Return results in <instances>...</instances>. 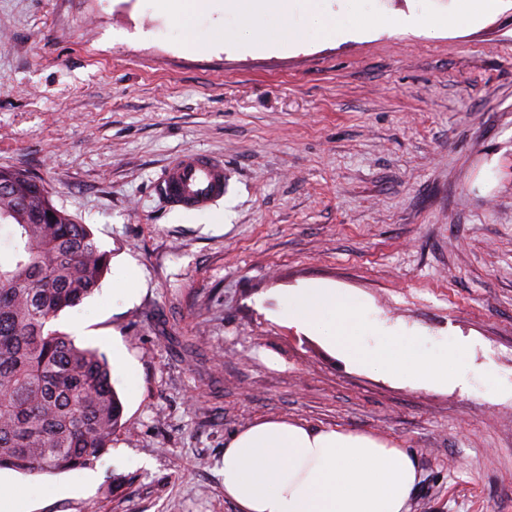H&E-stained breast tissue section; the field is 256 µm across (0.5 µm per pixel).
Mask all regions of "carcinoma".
Returning a JSON list of instances; mask_svg holds the SVG:
<instances>
[{
  "instance_id": "1",
  "label": "carcinoma",
  "mask_w": 512,
  "mask_h": 512,
  "mask_svg": "<svg viewBox=\"0 0 512 512\" xmlns=\"http://www.w3.org/2000/svg\"><path fill=\"white\" fill-rule=\"evenodd\" d=\"M2 184L11 254L0 259V470L88 468L112 447L123 404L106 356L50 323L99 288L110 256L25 172L0 167Z\"/></svg>"
}]
</instances>
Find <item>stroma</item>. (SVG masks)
Instances as JSON below:
<instances>
[{
  "label": "stroma",
  "instance_id": "stroma-1",
  "mask_svg": "<svg viewBox=\"0 0 512 512\" xmlns=\"http://www.w3.org/2000/svg\"><path fill=\"white\" fill-rule=\"evenodd\" d=\"M148 0H0V166L26 170L125 266L52 327L122 356L123 426L90 468L0 470V512H239L224 447L284 419L411 451L409 512H512V0L482 26L290 48L174 41ZM221 156L211 209L156 182ZM333 288L467 385L350 360L288 323ZM497 385L487 388L486 373Z\"/></svg>",
  "mask_w": 512,
  "mask_h": 512
}]
</instances>
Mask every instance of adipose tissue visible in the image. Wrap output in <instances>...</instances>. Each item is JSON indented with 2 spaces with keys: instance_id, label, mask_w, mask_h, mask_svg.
<instances>
[{
  "instance_id": "adipose-tissue-1",
  "label": "adipose tissue",
  "mask_w": 512,
  "mask_h": 512,
  "mask_svg": "<svg viewBox=\"0 0 512 512\" xmlns=\"http://www.w3.org/2000/svg\"><path fill=\"white\" fill-rule=\"evenodd\" d=\"M283 316L350 359L411 381L454 384L466 374L465 347L439 359L412 356L386 328L385 346L364 353L354 332L357 309L329 288L299 291ZM418 481L404 449L337 428L267 419L237 432L224 450V495L241 512H408Z\"/></svg>"
}]
</instances>
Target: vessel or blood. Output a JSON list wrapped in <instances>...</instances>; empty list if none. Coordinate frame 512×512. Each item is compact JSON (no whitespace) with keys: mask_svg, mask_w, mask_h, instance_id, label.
<instances>
[{"mask_svg":"<svg viewBox=\"0 0 512 512\" xmlns=\"http://www.w3.org/2000/svg\"><path fill=\"white\" fill-rule=\"evenodd\" d=\"M226 185L223 158L189 150L168 163L159 190L169 208L203 211L223 197Z\"/></svg>","mask_w":512,"mask_h":512,"instance_id":"vessel-or-blood-1","label":"vessel or blood"}]
</instances>
